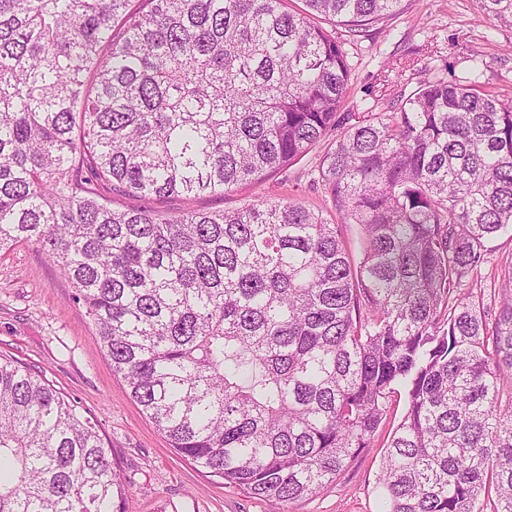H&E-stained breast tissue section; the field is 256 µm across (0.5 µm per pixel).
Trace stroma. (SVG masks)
Returning <instances> with one entry per match:
<instances>
[{
    "mask_svg": "<svg viewBox=\"0 0 512 512\" xmlns=\"http://www.w3.org/2000/svg\"><path fill=\"white\" fill-rule=\"evenodd\" d=\"M337 31L351 67L344 111H390L394 95H409L437 76L468 78L478 60L484 64V90L512 98V29L482 16L475 0H402L396 17L361 36H349L342 25ZM323 152L316 147L261 183L222 195L190 200L123 196L119 202L127 209L176 214L233 211L262 199L294 198L326 210L330 204L313 181ZM510 258L512 238L489 241L485 260L464 293L496 307L500 268ZM73 295L58 266L35 245L21 243L1 252L0 357L42 369L50 384L93 417L129 488L134 512H269L267 503L225 486L170 447L113 373ZM404 410L394 405L372 447L353 458L335 483L295 502L290 512H380L385 445Z\"/></svg>",
    "mask_w": 512,
    "mask_h": 512,
    "instance_id": "stroma-1",
    "label": "stroma"
}]
</instances>
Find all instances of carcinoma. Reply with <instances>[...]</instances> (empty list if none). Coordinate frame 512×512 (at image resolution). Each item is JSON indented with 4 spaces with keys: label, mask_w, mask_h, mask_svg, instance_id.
I'll list each match as a JSON object with an SVG mask.
<instances>
[{
    "label": "carcinoma",
    "mask_w": 512,
    "mask_h": 512,
    "mask_svg": "<svg viewBox=\"0 0 512 512\" xmlns=\"http://www.w3.org/2000/svg\"><path fill=\"white\" fill-rule=\"evenodd\" d=\"M0 0V250L58 266L134 402L192 465L288 512L372 447L383 512H512V261L499 307L459 289L512 234V104L424 81L343 114L353 36L401 0ZM512 28V0H476ZM331 144L295 199L224 194ZM357 224L355 259L344 227ZM0 512H133L95 422L0 359ZM326 144L320 145L304 156L300 161L288 166L261 183L242 190H234L223 195L203 194L191 200L181 196L165 198H139L112 194L126 209H147L167 214H177L183 210L199 212L233 211L255 203L257 200H277L294 198L312 209L329 211L327 217L333 218L334 211L326 201L321 186L313 182L314 172ZM334 219V218H333Z\"/></svg>",
    "instance_id": "1"
}]
</instances>
